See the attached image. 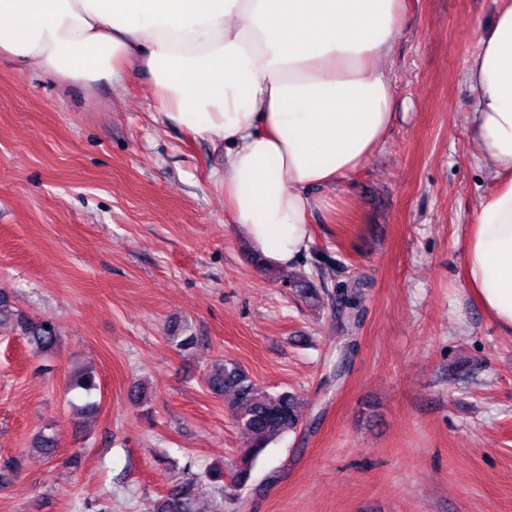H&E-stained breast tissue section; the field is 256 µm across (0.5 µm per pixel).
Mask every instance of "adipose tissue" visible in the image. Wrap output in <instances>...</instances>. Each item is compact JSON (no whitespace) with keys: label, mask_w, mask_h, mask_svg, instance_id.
Returning a JSON list of instances; mask_svg holds the SVG:
<instances>
[{"label":"adipose tissue","mask_w":512,"mask_h":512,"mask_svg":"<svg viewBox=\"0 0 512 512\" xmlns=\"http://www.w3.org/2000/svg\"><path fill=\"white\" fill-rule=\"evenodd\" d=\"M405 0H0V58L93 88L146 79L162 119L223 145L224 209L267 264L294 267L326 200L385 143L383 62ZM467 62L470 138L492 190L466 285L512 335V0Z\"/></svg>","instance_id":"adipose-tissue-1"}]
</instances>
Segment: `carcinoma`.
<instances>
[{
	"mask_svg": "<svg viewBox=\"0 0 512 512\" xmlns=\"http://www.w3.org/2000/svg\"><path fill=\"white\" fill-rule=\"evenodd\" d=\"M289 284L312 305L319 306L323 303V296L311 278L291 280ZM360 287L361 284L355 281L337 290L336 309L345 315L350 326L359 323ZM2 330L22 336L34 353L44 356L54 353L60 343L59 332L51 319H34L26 315L15 306L13 296L0 289V331ZM167 339L179 350L191 349L197 341L196 336L188 332L187 326L177 323L168 329ZM205 384L209 391L216 395L229 393L233 396L232 413L235 423L251 438V443L230 472H225L222 466H214L207 470L206 478L217 485L228 477L231 486L245 487L265 449L299 427L298 398L288 390L268 392L254 383L241 365L233 360L214 361L205 375ZM68 385L80 400V403L74 405L77 414L90 415L97 411L98 403L93 400V394L99 390V385L96 370L92 365L82 364L73 367ZM31 448L44 458L53 457L57 448L55 435L45 429L39 431L31 441ZM21 470L19 458H0V489L11 484ZM153 509L154 512H194L190 488L181 486L173 490L154 503Z\"/></svg>",
	"mask_w": 512,
	"mask_h": 512,
	"instance_id": "obj_1",
	"label": "carcinoma"
}]
</instances>
